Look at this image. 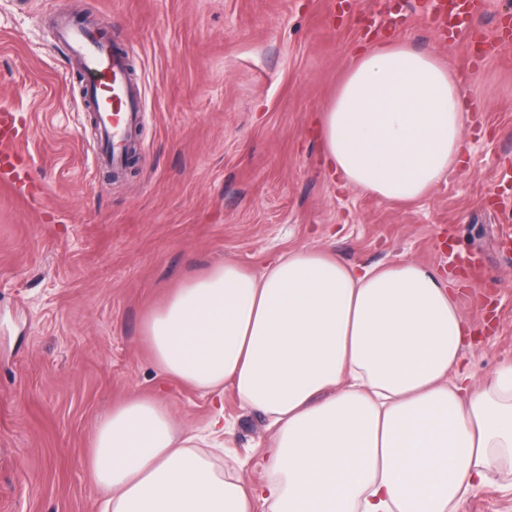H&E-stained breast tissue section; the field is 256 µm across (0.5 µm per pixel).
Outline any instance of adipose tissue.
I'll return each instance as SVG.
<instances>
[{
  "label": "adipose tissue",
  "mask_w": 512,
  "mask_h": 512,
  "mask_svg": "<svg viewBox=\"0 0 512 512\" xmlns=\"http://www.w3.org/2000/svg\"><path fill=\"white\" fill-rule=\"evenodd\" d=\"M470 108L435 53L399 41L357 51L318 125L344 186L388 202L455 175ZM462 288L409 259L347 265L326 249L236 260L188 278L145 322L156 367L261 413L257 484L207 456L230 428L190 431L159 398L114 406L88 465L104 512H459L512 474V363L482 382Z\"/></svg>",
  "instance_id": "1"
}]
</instances>
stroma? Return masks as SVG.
I'll return each mask as SVG.
<instances>
[{"mask_svg":"<svg viewBox=\"0 0 512 512\" xmlns=\"http://www.w3.org/2000/svg\"><path fill=\"white\" fill-rule=\"evenodd\" d=\"M0 0V108L26 119L24 162L44 187L0 188V512H100L87 458L112 406L165 389L182 424L208 396L164 378L144 324L170 291L234 259L323 247L348 264L401 258L469 278L478 325L463 364L482 379L512 362V249L499 194H512V43L480 68L431 16L386 26L380 0ZM93 22L130 56L146 117L126 172L91 155L93 113L50 18ZM397 40L440 56L474 106L467 162L422 200L392 203L328 173L316 123L354 52ZM232 433L217 465L248 467L270 433L224 394Z\"/></svg>","mask_w":512,"mask_h":512,"instance_id":"obj_1","label":"stroma"}]
</instances>
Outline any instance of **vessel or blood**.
Returning a JSON list of instances; mask_svg holds the SVG:
<instances>
[{
    "label": "vessel or blood",
    "mask_w": 512,
    "mask_h": 512,
    "mask_svg": "<svg viewBox=\"0 0 512 512\" xmlns=\"http://www.w3.org/2000/svg\"><path fill=\"white\" fill-rule=\"evenodd\" d=\"M479 0H435L434 19L448 43H456L473 29L480 13ZM56 38L80 65L83 99L95 115L94 164L112 168L124 161V145L131 129L145 117L140 86L129 75V57L113 49L97 30L58 20ZM24 126L10 111L0 110V187L14 190L28 201L38 194L22 168Z\"/></svg>",
    "instance_id": "b4317fda"
}]
</instances>
